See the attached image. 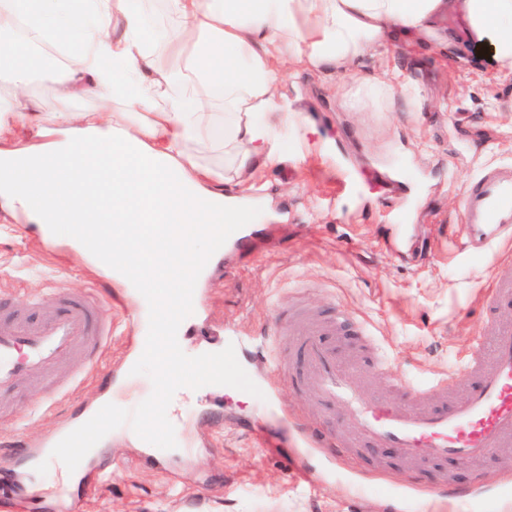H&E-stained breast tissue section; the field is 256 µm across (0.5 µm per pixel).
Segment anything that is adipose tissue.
Here are the masks:
<instances>
[{"mask_svg":"<svg viewBox=\"0 0 512 512\" xmlns=\"http://www.w3.org/2000/svg\"><path fill=\"white\" fill-rule=\"evenodd\" d=\"M182 27L159 33L136 0H0V31L25 38L0 49V75L15 82L0 99V205L40 231H74L67 244L99 245L94 264L117 280L170 298L180 277L164 261L172 236L203 239L207 225L247 223L242 185L279 155V131L294 122L281 68L350 69L397 41L442 45L434 19L455 13L467 38L490 41L498 73L512 74V0H165ZM63 43L60 96L44 112L27 92L36 67L28 38ZM95 94L121 112L79 110ZM223 109L207 111L212 99ZM28 129L42 144L18 148ZM221 167H203L202 150Z\"/></svg>","mask_w":512,"mask_h":512,"instance_id":"adipose-tissue-1","label":"adipose tissue"}]
</instances>
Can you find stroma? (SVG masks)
<instances>
[{
    "label": "stroma",
    "mask_w": 512,
    "mask_h": 512,
    "mask_svg": "<svg viewBox=\"0 0 512 512\" xmlns=\"http://www.w3.org/2000/svg\"><path fill=\"white\" fill-rule=\"evenodd\" d=\"M488 46L458 42L416 50L397 44L350 70L316 72L284 68L288 106L297 116L280 158L262 168L249 190L254 211L272 225L256 253L233 252L231 266L212 263L201 312L208 336H187L183 351L197 356L220 347L224 331L273 335L289 308L305 305L326 314L346 309L366 324L367 336H335L337 353L371 364L385 353L415 382L447 374L459 365L481 329L493 278H512V256L491 247L472 256L463 245L461 195L466 183L491 163H512V76H499ZM377 79L415 83L420 94L350 108L355 82ZM407 187L406 220L412 239L392 224L398 195ZM44 245L23 216L0 214V301L26 294L54 298V289L80 293L96 288L114 327L102 362L114 373L122 401L148 397L152 383H127L122 369L132 349L123 326L134 301L119 304L116 280L101 276L64 241ZM98 381L76 393L58 394L41 409V394L21 390L1 396L0 463L11 462L28 497L0 494V512H391L387 486L412 475L401 465L372 475L351 492L346 471H330L320 457L306 477L278 446L280 431L248 423L259 398L228 386L186 390L168 415H180L177 446L155 449L164 469L141 463L145 441L127 427L110 432L99 454L85 460L79 482L63 489L60 472L29 467L40 442L74 422L101 398ZM494 459L468 464L463 484L469 502L422 497L423 512H512V499L495 500L504 481Z\"/></svg>",
    "instance_id": "1"
}]
</instances>
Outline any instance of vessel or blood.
<instances>
[{"label":"vessel or blood","mask_w":512,"mask_h":512,"mask_svg":"<svg viewBox=\"0 0 512 512\" xmlns=\"http://www.w3.org/2000/svg\"><path fill=\"white\" fill-rule=\"evenodd\" d=\"M461 205L471 254L511 243L512 163L483 167L466 185ZM263 231L260 224L225 225L213 231V249L250 247ZM504 305H512V279L492 283L483 318L486 336L471 342L463 374L413 385L386 357L376 359L370 368L393 389L390 397L364 386L362 365L339 359L329 341L337 330L358 329L355 318L342 310L324 316L299 308L284 321L282 333L271 337L270 371L254 381L271 403L279 399L281 380L292 379L300 388L309 415L288 408L283 414L310 453L336 447L357 465L368 454L382 465L396 457L413 471L430 460L439 466L481 462L496 449L512 447V320L495 317ZM110 335L111 323L92 293L63 291L49 304L27 296L24 310L0 311V394L22 383L57 391L62 369L80 361L98 366ZM285 335L299 356L294 373L279 353ZM311 419L323 424L320 437L308 434Z\"/></svg>","instance_id":"vessel-or-blood-1"}]
</instances>
